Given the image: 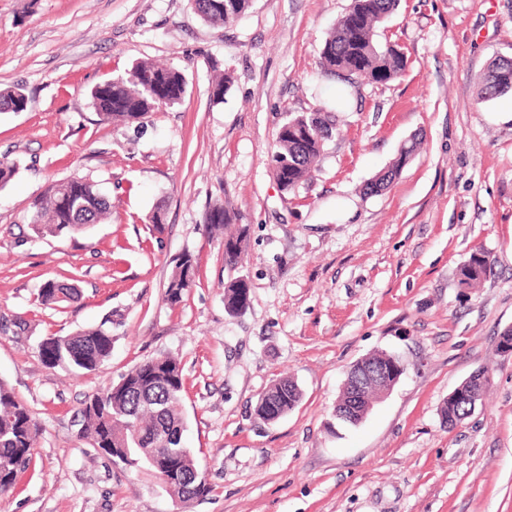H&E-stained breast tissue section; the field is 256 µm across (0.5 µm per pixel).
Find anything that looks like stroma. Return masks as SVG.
I'll use <instances>...</instances> for the list:
<instances>
[{
  "label": "stroma",
  "instance_id": "1",
  "mask_svg": "<svg viewBox=\"0 0 512 512\" xmlns=\"http://www.w3.org/2000/svg\"><path fill=\"white\" fill-rule=\"evenodd\" d=\"M350 0H253L238 21L203 22L189 0H0V88L28 106L0 112V379L42 434L0 512H512V90L483 100L484 74L512 58V0H400L380 27L405 72L385 84L323 76L319 53ZM153 60L182 70L187 93L143 123L100 122L89 92ZM230 71L222 100L214 72ZM325 108L337 131L314 178L280 189L269 168L289 112ZM421 148L383 192L364 185ZM73 176L98 181L112 221L86 236L26 240L33 200ZM238 210L245 261L224 264L205 232L214 203ZM160 213L164 229L148 218ZM495 261L473 291L456 272L476 251ZM191 255L177 306L165 285ZM244 279L249 304L224 307ZM77 286L45 306L41 284ZM110 322L112 356L94 374L46 365L42 337ZM407 365L358 425L333 415L349 367L374 352ZM183 369L186 440L211 493L189 503L81 434L86 396L136 364ZM489 393L456 425L442 402L477 370ZM293 378L303 398L276 422L258 398ZM249 304V288L243 279H235L224 287V307L229 313H239Z\"/></svg>",
  "mask_w": 512,
  "mask_h": 512
}]
</instances>
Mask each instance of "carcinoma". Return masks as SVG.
I'll list each match as a JSON object with an SVG mask.
<instances>
[{"instance_id": "cac0c4a2", "label": "carcinoma", "mask_w": 512, "mask_h": 512, "mask_svg": "<svg viewBox=\"0 0 512 512\" xmlns=\"http://www.w3.org/2000/svg\"><path fill=\"white\" fill-rule=\"evenodd\" d=\"M252 0H190L194 13L213 26H224L244 15ZM398 7V0H351L348 10L337 20L320 51L319 67L330 77L350 84L360 78L384 84L403 73L407 58L390 43L377 39V29ZM184 74L175 67L141 61L125 74L107 79L90 90L91 104L105 122L127 124L182 101L186 94ZM512 89V60L500 59L482 81L480 98L491 99ZM22 89H0V112L19 106ZM337 130L336 115L322 108L310 112H289L278 126L271 170L284 191H293L312 176ZM415 140L403 146L399 157L366 184L368 194L383 191L417 150ZM112 220V200L97 181L81 177L52 185L32 202L26 218L32 236L56 238L78 235L93 226ZM206 228L213 235L224 234L234 224L235 233L224 239V264L237 267L242 261L241 243L248 225L228 207L214 205L206 216ZM494 271V260L486 252L470 255L458 270L461 283L474 288ZM195 283L191 256L176 260L166 286L171 305L181 302ZM80 290L72 284L47 280L39 289L41 302L59 305L78 299ZM249 304V288L235 279L224 287V307L239 313ZM37 351L51 367L73 372H95L112 354V334L104 325L80 330L68 336H46ZM490 379L483 370L474 372L461 388L486 392ZM185 383L180 363L161 355L137 364L115 385L88 396L80 410L82 433L93 447L109 457L129 461V465L149 468L159 462L165 468V486L186 500H198L211 492L202 477L192 449L183 434V392ZM302 391L291 378L274 382L259 398L256 414L262 420L282 418L300 402ZM40 435V425L30 408L8 385L0 381V494L9 492L17 476L32 459Z\"/></svg>"}]
</instances>
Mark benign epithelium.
I'll return each mask as SVG.
<instances>
[{
  "mask_svg": "<svg viewBox=\"0 0 512 512\" xmlns=\"http://www.w3.org/2000/svg\"><path fill=\"white\" fill-rule=\"evenodd\" d=\"M406 371L405 363L396 355L389 354L381 364L360 365L347 372L343 384L345 396L343 411L335 412L339 419L352 420L365 417L368 410L362 407L364 401L376 403L387 395Z\"/></svg>",
  "mask_w": 512,
  "mask_h": 512,
  "instance_id": "benign-epithelium-1",
  "label": "benign epithelium"
}]
</instances>
